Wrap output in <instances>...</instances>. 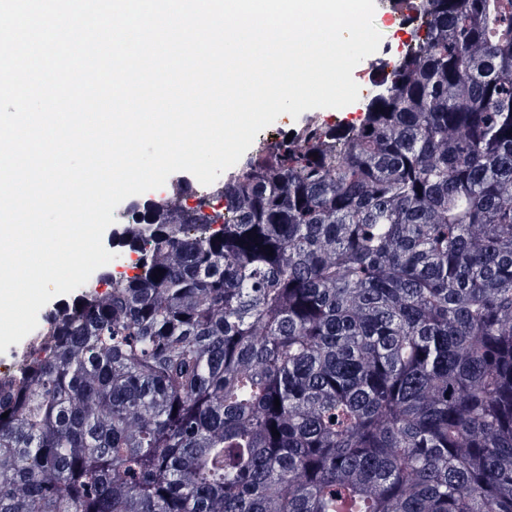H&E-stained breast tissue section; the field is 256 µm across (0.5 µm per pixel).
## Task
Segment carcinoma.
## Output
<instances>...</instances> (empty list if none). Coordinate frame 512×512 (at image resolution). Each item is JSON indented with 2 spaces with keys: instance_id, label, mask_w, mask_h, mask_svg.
Returning a JSON list of instances; mask_svg holds the SVG:
<instances>
[{
  "instance_id": "carcinoma-1",
  "label": "carcinoma",
  "mask_w": 512,
  "mask_h": 512,
  "mask_svg": "<svg viewBox=\"0 0 512 512\" xmlns=\"http://www.w3.org/2000/svg\"><path fill=\"white\" fill-rule=\"evenodd\" d=\"M381 5L357 120L132 203L0 373V512H512V0Z\"/></svg>"
}]
</instances>
